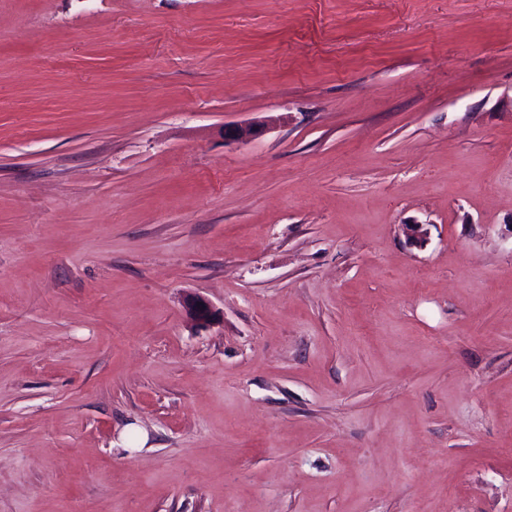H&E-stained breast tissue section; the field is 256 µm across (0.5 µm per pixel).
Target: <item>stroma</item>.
<instances>
[{
	"instance_id": "obj_1",
	"label": "stroma",
	"mask_w": 512,
	"mask_h": 512,
	"mask_svg": "<svg viewBox=\"0 0 512 512\" xmlns=\"http://www.w3.org/2000/svg\"><path fill=\"white\" fill-rule=\"evenodd\" d=\"M0 512H512V0H0Z\"/></svg>"
}]
</instances>
